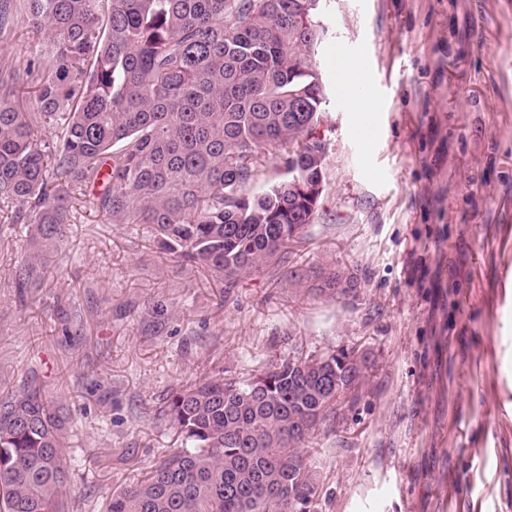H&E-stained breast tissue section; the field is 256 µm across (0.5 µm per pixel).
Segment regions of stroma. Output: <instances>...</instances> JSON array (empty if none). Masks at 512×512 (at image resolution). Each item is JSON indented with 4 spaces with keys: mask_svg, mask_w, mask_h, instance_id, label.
Here are the masks:
<instances>
[{
    "mask_svg": "<svg viewBox=\"0 0 512 512\" xmlns=\"http://www.w3.org/2000/svg\"><path fill=\"white\" fill-rule=\"evenodd\" d=\"M319 18L323 192L271 266L226 284L110 223L95 185L22 294L28 227L0 212V391L34 377L64 407L65 512H106L177 447L160 411L182 386L332 348L374 366L302 450L316 512H512V0H321ZM340 51L362 111L336 92Z\"/></svg>",
    "mask_w": 512,
    "mask_h": 512,
    "instance_id": "obj_1",
    "label": "stroma"
}]
</instances>
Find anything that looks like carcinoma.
<instances>
[{
  "label": "carcinoma",
  "instance_id": "1",
  "mask_svg": "<svg viewBox=\"0 0 512 512\" xmlns=\"http://www.w3.org/2000/svg\"><path fill=\"white\" fill-rule=\"evenodd\" d=\"M319 2L0 0L1 47L29 25L52 46L0 54V201L34 244L16 287L40 286L73 195L98 183L99 212L153 225L176 258L228 282L271 265L323 192ZM263 157L282 159L283 177L251 193ZM369 369L342 348L183 387L163 409L179 447L112 491L107 512H314L320 484L300 448ZM66 440L36 379L0 392V512H62Z\"/></svg>",
  "mask_w": 512,
  "mask_h": 512
}]
</instances>
